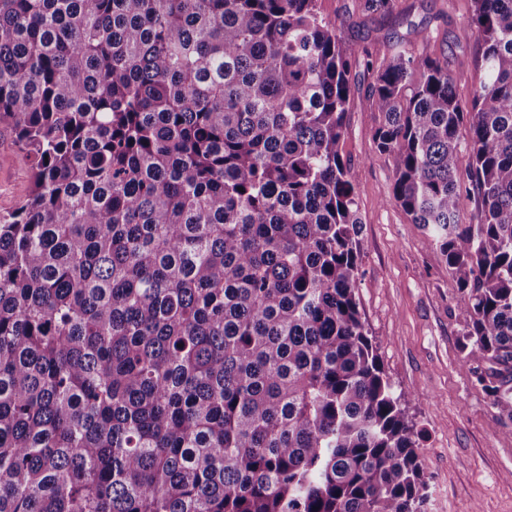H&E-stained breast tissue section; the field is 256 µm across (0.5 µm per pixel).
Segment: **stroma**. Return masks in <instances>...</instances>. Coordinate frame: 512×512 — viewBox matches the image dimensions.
Listing matches in <instances>:
<instances>
[{"label":"stroma","instance_id":"stroma-1","mask_svg":"<svg viewBox=\"0 0 512 512\" xmlns=\"http://www.w3.org/2000/svg\"><path fill=\"white\" fill-rule=\"evenodd\" d=\"M406 16L363 15L360 0H318L320 15L354 49L356 97L346 117L342 152L356 172L362 281L359 310L395 391L410 394L408 414L420 431L430 476L428 512H512V422L503 419L475 377L462 369L468 315L457 307L448 265L418 225L391 199L394 165L372 136L377 113L359 99L370 76L398 43H424L428 53L465 67L454 90L468 101L481 73L471 23L472 0H398ZM31 161L0 126V216L30 187Z\"/></svg>","mask_w":512,"mask_h":512}]
</instances>
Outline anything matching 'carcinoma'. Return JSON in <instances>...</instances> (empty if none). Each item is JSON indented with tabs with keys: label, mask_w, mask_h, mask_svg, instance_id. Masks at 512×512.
<instances>
[{
	"label": "carcinoma",
	"mask_w": 512,
	"mask_h": 512,
	"mask_svg": "<svg viewBox=\"0 0 512 512\" xmlns=\"http://www.w3.org/2000/svg\"><path fill=\"white\" fill-rule=\"evenodd\" d=\"M473 4L470 103L409 44L361 104L512 422V0ZM352 67L317 0H0V512H426L357 299ZM31 161L0 125V216L11 213L24 199L30 187Z\"/></svg>",
	"instance_id": "carcinoma-1"
}]
</instances>
